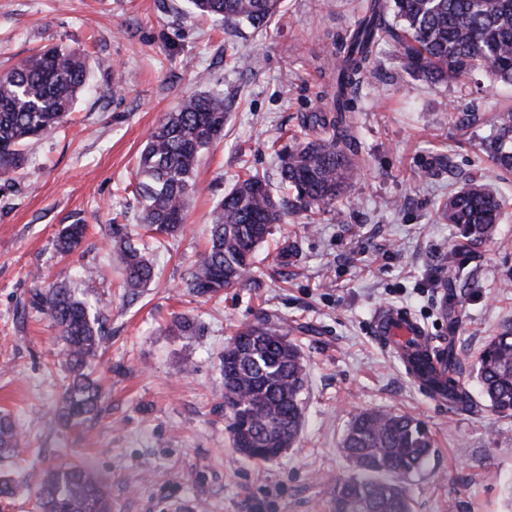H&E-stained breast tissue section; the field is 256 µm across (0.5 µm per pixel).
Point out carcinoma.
Masks as SVG:
<instances>
[{
	"label": "carcinoma",
	"instance_id": "carcinoma-1",
	"mask_svg": "<svg viewBox=\"0 0 512 512\" xmlns=\"http://www.w3.org/2000/svg\"><path fill=\"white\" fill-rule=\"evenodd\" d=\"M200 15L224 24L266 26L282 0H187ZM393 43L409 73L430 84L453 85L474 71L490 74L494 83L512 87V0H368L364 15L344 47L336 74V115H318L320 132L291 137L277 151L280 183L291 192L292 206L324 213L336 205L360 175L362 164L353 126L343 113L365 79L372 75L379 46ZM90 74L87 57L53 46L18 61L0 73V177L19 173L23 147L62 125L85 91ZM227 108L224 95L195 92L182 99L154 127L137 161L132 193L137 196L139 227L163 246L186 220L187 204L200 191L197 167L205 149L224 137ZM488 160L512 173V108L499 113L493 134L481 143ZM504 200L475 179L448 194L440 217L458 229V241L442 260L453 267L461 252H473L492 241L503 214ZM285 215L283 200L265 175L248 173L215 207L208 245L190 263L186 286L200 297H212L243 284L253 285L250 272L255 249L265 243ZM85 224L66 225L57 239L64 255L78 251ZM105 244L118 261L121 287L129 293L153 281L155 265L136 246L126 224H108ZM38 307L51 321L57 355L70 377L56 408L64 428L97 418L103 409L99 382L88 371L108 341L88 304L65 285L37 295ZM170 331L179 336L199 332L195 319L181 316ZM419 377L445 393L451 405L476 407L469 384L461 380L453 348L442 359L439 382L420 358L412 361ZM224 411L234 448L249 459L267 461L296 445L304 424L301 393L306 385L304 358L269 320L239 330L220 359ZM492 412L512 411V330L487 341L471 371ZM22 451L14 422L0 416V462L14 461ZM352 474L333 484L331 512H412L407 479L422 471L431 455L432 439L417 419L393 412L356 413L341 442ZM21 489L10 473L0 474V498L12 499ZM36 512H112L108 485L91 466L74 462L47 471L35 492Z\"/></svg>",
	"mask_w": 512,
	"mask_h": 512
}]
</instances>
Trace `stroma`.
<instances>
[{"label":"stroma","instance_id":"35a3bbf8","mask_svg":"<svg viewBox=\"0 0 512 512\" xmlns=\"http://www.w3.org/2000/svg\"><path fill=\"white\" fill-rule=\"evenodd\" d=\"M358 13L359 0H284L268 30L235 32L186 0H0V71L57 44L92 65L65 126L26 144L22 174L0 177V411L26 448L12 467L24 488L0 512H32L39 474L80 459L107 483L112 512H330V483L349 472L338 445L363 409L414 415L432 435L434 453L410 479L413 512H512V413L437 405L373 332L376 312L401 310L468 368L512 327V179L481 151L512 90L482 72L428 85L383 44L354 102L364 170L346 199L317 216L289 211L256 253L255 287L206 298L185 284L214 206L247 172L278 183L277 148L329 111L331 60ZM201 73L224 96V137L202 155L182 233L152 252L153 282L123 297L101 229L137 226L136 160ZM471 176L506 208L492 242L457 256L450 302L441 263L458 231L438 205ZM76 222L89 227L84 246L61 257L56 237ZM59 283L84 294L109 337L94 368L104 411L68 429L54 419L67 372L35 303ZM449 303L462 312L453 330ZM270 311L307 364L305 423L296 448L259 461L232 444L219 365L235 333ZM181 315L198 335L168 331Z\"/></svg>","mask_w":512,"mask_h":512}]
</instances>
